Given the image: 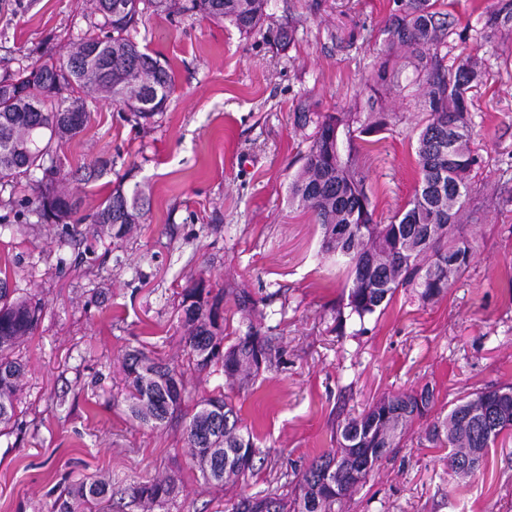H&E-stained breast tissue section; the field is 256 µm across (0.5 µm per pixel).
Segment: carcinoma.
<instances>
[{
    "instance_id": "carcinoma-1",
    "label": "carcinoma",
    "mask_w": 512,
    "mask_h": 512,
    "mask_svg": "<svg viewBox=\"0 0 512 512\" xmlns=\"http://www.w3.org/2000/svg\"><path fill=\"white\" fill-rule=\"evenodd\" d=\"M95 0L91 29L67 56L55 64L33 65L0 76V182L29 177L37 170L27 200L38 224H84L121 239L127 229L149 212V199L139 186L126 191L116 186L96 210L80 213V200L64 186L67 174L56 164L53 144L77 137L89 114L86 96L97 94L119 105L135 120L148 121L165 112L172 93V68L142 50L132 31L153 6L163 12L170 0ZM400 12L385 29L388 48L410 50L423 72L426 125L416 151L419 179L405 209L389 223L375 221V207L367 193L366 176L353 149L342 152L340 134L353 139L352 124L369 133L385 125L380 117L364 123L352 113L309 112L300 107L297 121L315 124V134L297 178L291 183V201L313 213L322 231L321 248L343 262L347 270L342 295L334 308L336 333L345 334L347 322L373 315L398 288H416L431 301L444 294L451 282L470 266L473 248L457 234L455 220L469 195V172L475 158L470 148L467 119L470 93L481 80L475 65L465 63L450 73L442 64L439 47L448 24L435 10L434 0H401ZM267 0H186L182 9L200 12L214 21H230L240 33L261 28ZM512 24V0H496L484 19V36ZM71 87L72 96L57 98L59 87ZM459 129L448 128V121ZM180 321L186 329L188 362L197 370L224 369L225 377L242 383L272 366L273 339L251 331L235 343L224 344V294L207 288L203 280L183 289ZM42 304L34 296L15 297L7 279L0 278V434L14 424L18 388L25 365L13 356L16 345L34 334ZM129 387L128 409L142 425L157 427L173 418L182 402L181 374L139 350L123 359ZM434 407V392H402L381 398L357 417L338 424L336 449L326 452L297 475L293 496L270 492L246 497L232 512H336V507L365 480L368 473L400 447L408 425L426 420ZM512 430V386L487 388L454 404L443 419L428 423L426 439L448 449V467L457 475L474 474L487 451L505 431ZM190 455L199 463L202 478L222 484L224 478L253 467L257 448L252 431L243 424L240 409L224 394L202 399L185 428ZM172 478L132 487L135 501L163 504L178 494ZM112 500V486L94 480L61 492L53 512L92 509Z\"/></svg>"
}]
</instances>
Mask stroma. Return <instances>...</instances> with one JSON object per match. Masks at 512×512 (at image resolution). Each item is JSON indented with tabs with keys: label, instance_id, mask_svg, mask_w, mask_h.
Returning a JSON list of instances; mask_svg holds the SVG:
<instances>
[{
	"label": "stroma",
	"instance_id": "1",
	"mask_svg": "<svg viewBox=\"0 0 512 512\" xmlns=\"http://www.w3.org/2000/svg\"><path fill=\"white\" fill-rule=\"evenodd\" d=\"M494 2L436 5L448 20L444 65L475 57L484 71L469 106L476 162L459 219L474 260L433 301L398 289L355 336L331 330L344 274L322 255L312 212L289 200L315 131L296 113H387V127L355 146L377 221L404 209L425 110L406 50L385 44L397 0H269L248 36L191 12H143L135 39L174 74L166 112L142 125L110 101H87L86 129L61 151L72 171L112 163L79 184L83 212L138 184L150 197L146 221L121 240L89 224H26L16 203L28 185L0 188V268L17 295L44 306L16 349L26 374L17 421L0 436V512H52L54 488L98 479L112 485V512H142L131 485L166 477L179 492L158 512H230L244 497L292 492L298 473L335 447L338 423L385 395L430 386L431 415L442 418L468 394L512 385V26L484 38ZM93 13L92 0H0V74L56 61ZM282 23L296 29L284 48L269 34ZM383 56L401 69L399 85H374ZM200 278L225 294L227 343L251 328L275 340L277 362L248 388L230 387L221 368L188 365L178 304ZM237 288L255 311L237 309ZM135 349L184 373L180 412L156 428L125 401L121 364ZM220 391L259 450L252 469L221 486L203 479L185 443L195 404ZM425 428L409 425L340 512H512L511 438L462 478Z\"/></svg>",
	"mask_w": 512,
	"mask_h": 512
}]
</instances>
